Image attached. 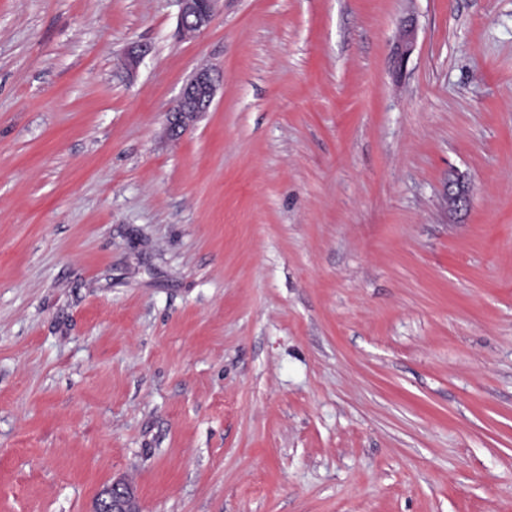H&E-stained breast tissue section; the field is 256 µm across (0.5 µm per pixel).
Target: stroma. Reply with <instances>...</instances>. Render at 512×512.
Wrapping results in <instances>:
<instances>
[{"mask_svg":"<svg viewBox=\"0 0 512 512\" xmlns=\"http://www.w3.org/2000/svg\"><path fill=\"white\" fill-rule=\"evenodd\" d=\"M179 10L0 0V512H512V0ZM180 3V28L183 32H199L214 19L220 0H178ZM219 75L203 67L195 70L183 85L175 106L167 115V125L174 134L189 128L196 118L208 112L217 90ZM90 512H140V507L133 487L118 479L98 494Z\"/></svg>","mask_w":512,"mask_h":512,"instance_id":"1","label":"stroma"}]
</instances>
